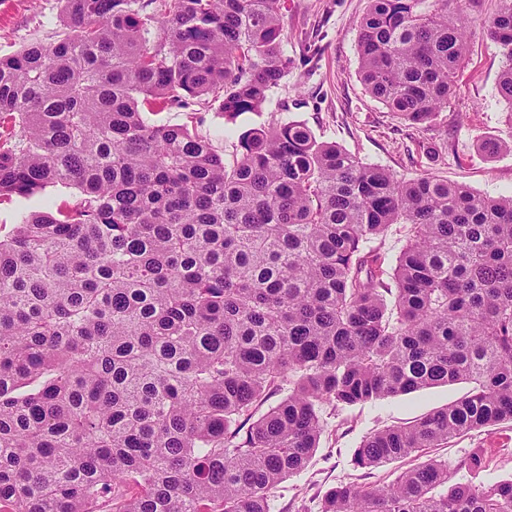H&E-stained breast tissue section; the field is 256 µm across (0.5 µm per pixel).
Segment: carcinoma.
I'll return each mask as SVG.
<instances>
[{
    "label": "carcinoma",
    "instance_id": "cac0c4a2",
    "mask_svg": "<svg viewBox=\"0 0 512 512\" xmlns=\"http://www.w3.org/2000/svg\"><path fill=\"white\" fill-rule=\"evenodd\" d=\"M59 2L70 34L0 57V200L76 190L0 235V512H269L323 407L439 384L473 388L364 437L353 465L512 423V193L399 178L298 121L241 133L227 159L144 118L260 111L288 71L285 0ZM368 3L365 90L424 123L457 93L475 18L460 0ZM481 24L512 119V0ZM395 224L391 267L373 242ZM461 466L467 483L436 459L340 483L321 512H512L483 449ZM147 113V118L151 123L156 124H164V125H178L189 122V118L187 117V112L184 109L177 108H165L159 109L155 108L153 111L145 109Z\"/></svg>",
    "mask_w": 512,
    "mask_h": 512
}]
</instances>
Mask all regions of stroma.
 Wrapping results in <instances>:
<instances>
[{
	"instance_id": "1",
	"label": "stroma",
	"mask_w": 512,
	"mask_h": 512,
	"mask_svg": "<svg viewBox=\"0 0 512 512\" xmlns=\"http://www.w3.org/2000/svg\"><path fill=\"white\" fill-rule=\"evenodd\" d=\"M286 5L282 49L290 65L263 110L230 120L217 106L196 107V130L211 139L216 150H223L226 136H238L271 120L300 121L321 140L397 175L433 173L484 195L512 193V153L491 157L480 148L488 137L512 138V111L496 91L505 59L480 23L496 10L498 0H480L474 10L478 22L467 33L456 97L433 121L420 125L388 112L360 80L356 45L368 0H287ZM65 31L59 0H0V55L32 43L54 45ZM72 196V189L57 186L28 199L1 201L0 228L10 229L22 213L62 205ZM468 389L465 383L438 385L363 406L324 408L319 447L303 472L273 491L269 512H320L330 488L346 482L386 486L424 458L446 462L450 483H465L470 475L462 462L474 448L484 449L487 474L511 475L512 424L454 438L375 468H354L353 450L365 436L412 423Z\"/></svg>"
}]
</instances>
